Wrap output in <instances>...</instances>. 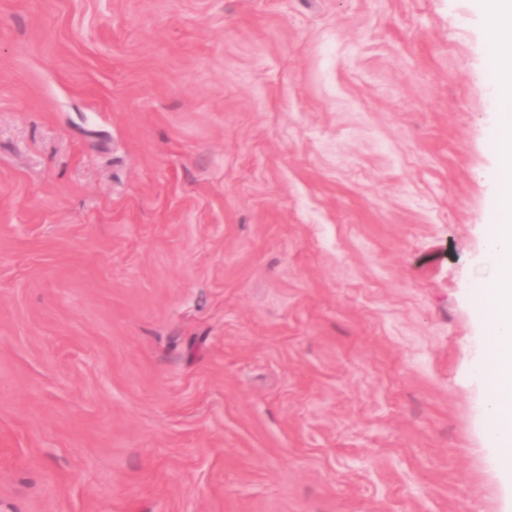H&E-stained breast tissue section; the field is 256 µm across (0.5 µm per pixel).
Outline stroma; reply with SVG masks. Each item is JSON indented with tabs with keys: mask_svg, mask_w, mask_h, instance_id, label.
<instances>
[{
	"mask_svg": "<svg viewBox=\"0 0 512 512\" xmlns=\"http://www.w3.org/2000/svg\"><path fill=\"white\" fill-rule=\"evenodd\" d=\"M480 0H0V512H504Z\"/></svg>",
	"mask_w": 512,
	"mask_h": 512,
	"instance_id": "1",
	"label": "stroma"
}]
</instances>
